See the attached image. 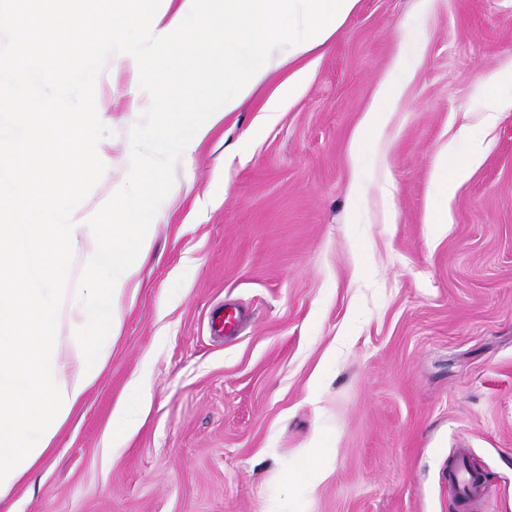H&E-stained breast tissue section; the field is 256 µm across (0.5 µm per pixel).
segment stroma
Wrapping results in <instances>:
<instances>
[{
	"label": "stroma",
	"instance_id": "35a3bbf8",
	"mask_svg": "<svg viewBox=\"0 0 512 512\" xmlns=\"http://www.w3.org/2000/svg\"><path fill=\"white\" fill-rule=\"evenodd\" d=\"M420 49L405 94L356 169V135L400 47ZM274 121L282 66L153 184L161 216L121 334L55 450L0 512H458L441 472L467 450L488 482L480 512H512V108L492 129L488 75L512 73V0H360ZM32 79L27 108L79 113L88 149L69 206L127 183L134 139L164 152L199 112H130V75ZM0 83V193L29 141ZM481 164L439 230L431 172L460 127ZM228 306L241 333L216 337ZM141 375L152 394L119 444L106 428Z\"/></svg>",
	"mask_w": 512,
	"mask_h": 512
}]
</instances>
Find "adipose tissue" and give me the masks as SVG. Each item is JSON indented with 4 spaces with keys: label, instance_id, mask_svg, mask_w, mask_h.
I'll list each match as a JSON object with an SVG mask.
<instances>
[{
    "label": "adipose tissue",
    "instance_id": "obj_1",
    "mask_svg": "<svg viewBox=\"0 0 512 512\" xmlns=\"http://www.w3.org/2000/svg\"><path fill=\"white\" fill-rule=\"evenodd\" d=\"M135 2L148 34L133 41L119 15ZM202 0H82L81 7L67 0H49L46 7L18 12L12 63L6 75L14 102L24 107L32 78L52 83L58 63L73 46H81L85 64L76 76L81 84L99 80L98 63L118 59L132 77L130 111L141 109L159 83H166L170 100L196 107L186 98L171 73L192 64L198 83H208L216 67L224 69V96L206 107V119L190 133L169 134L172 157L191 155L211 128L240 105L255 86L279 67H298L267 99L268 115L284 111L298 96L314 71L302 58L327 43L344 26L359 0H220L218 13L208 14ZM97 20L94 34L86 32L87 16ZM413 29L404 28L394 79L382 83L367 111L357 139L368 146L383 127L388 112L399 103L407 57L416 48ZM32 143L51 140L72 157L68 176H60L51 155L15 156L11 166L24 171L38 160L41 175L12 195L8 205L32 224L0 225V264L13 275L0 280V501L12 495L52 450L53 440L90 385L104 370L114 339L122 328L121 303L136 295L139 273L153 243L157 220L150 172L159 163L133 147L128 161L134 173L133 189L118 187L95 207L69 209L67 199L83 178L79 161L91 132L83 119L70 112H41L29 128ZM468 130L436 159L433 186L438 204L436 224L448 221L449 201L456 184L463 182L481 154L471 148L464 164L449 170L448 159ZM85 254L90 274L73 298L80 319L68 323L70 352L61 355L55 328L63 321L55 281L77 254Z\"/></svg>",
    "mask_w": 512,
    "mask_h": 512
}]
</instances>
